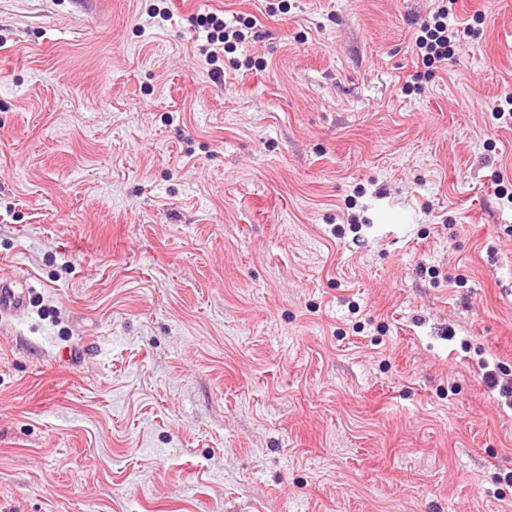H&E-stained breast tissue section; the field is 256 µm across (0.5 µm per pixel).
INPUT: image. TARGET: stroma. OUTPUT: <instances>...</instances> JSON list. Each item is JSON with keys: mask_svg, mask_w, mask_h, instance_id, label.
I'll return each mask as SVG.
<instances>
[{"mask_svg": "<svg viewBox=\"0 0 512 512\" xmlns=\"http://www.w3.org/2000/svg\"><path fill=\"white\" fill-rule=\"evenodd\" d=\"M435 6L0 0V512H512V0L412 85ZM210 25V31L207 33V42L211 48L203 49L206 57L211 60L218 58V53L223 52L232 53L237 48L238 44L244 43L248 38V29H252L255 23L249 20V23L236 20V24H227L223 18L217 15H209L206 20ZM13 283H18L21 288H16ZM31 288L26 281L16 279L11 282L0 281V317L21 316L28 305ZM483 380L490 391L498 390L500 397L505 399V403L510 407L512 405V378L501 377L495 370H487L483 374Z\"/></svg>", "mask_w": 512, "mask_h": 512, "instance_id": "35a3bbf8", "label": "stroma"}]
</instances>
